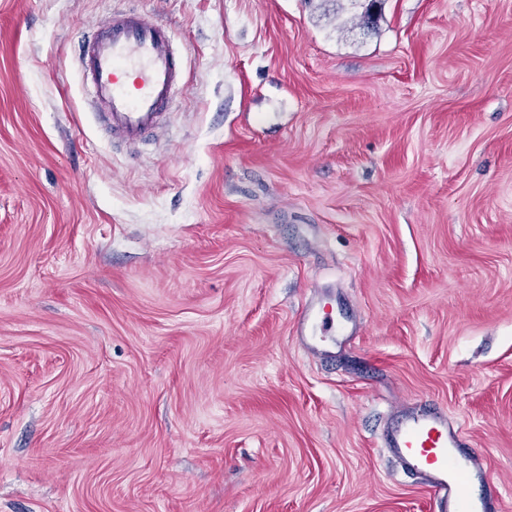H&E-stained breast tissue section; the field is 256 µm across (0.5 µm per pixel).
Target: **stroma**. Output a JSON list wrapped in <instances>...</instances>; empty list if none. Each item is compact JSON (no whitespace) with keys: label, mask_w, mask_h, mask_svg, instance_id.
Returning a JSON list of instances; mask_svg holds the SVG:
<instances>
[{"label":"stroma","mask_w":512,"mask_h":512,"mask_svg":"<svg viewBox=\"0 0 512 512\" xmlns=\"http://www.w3.org/2000/svg\"><path fill=\"white\" fill-rule=\"evenodd\" d=\"M127 2L0 0V512H433L425 404L512 512V0H137L187 57L134 151L78 63ZM351 316L337 304L336 314L333 310L320 312L316 305H306L300 316L297 329V339L313 353L327 352L326 347H335L351 341L354 336L350 333Z\"/></svg>","instance_id":"obj_1"}]
</instances>
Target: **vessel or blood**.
<instances>
[{"instance_id":"obj_1","label":"vessel or blood","mask_w":512,"mask_h":512,"mask_svg":"<svg viewBox=\"0 0 512 512\" xmlns=\"http://www.w3.org/2000/svg\"><path fill=\"white\" fill-rule=\"evenodd\" d=\"M173 42L166 25L131 9L113 14L83 46L82 71L115 139L135 143L154 132L181 90L182 60ZM350 322L344 309L306 305L298 340L311 352H324L352 340ZM381 444L405 472L424 478L436 512H499L478 452L440 409L404 413L382 433Z\"/></svg>"}]
</instances>
